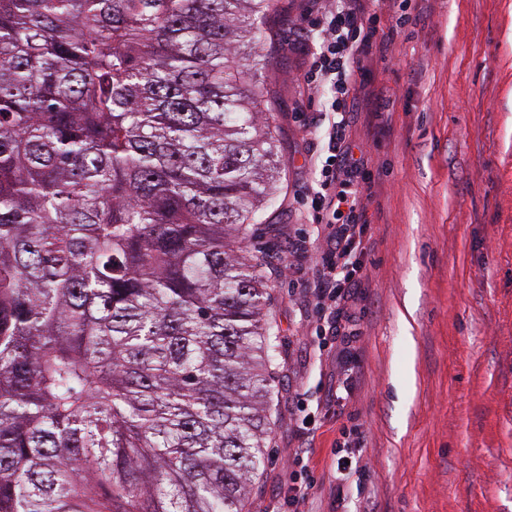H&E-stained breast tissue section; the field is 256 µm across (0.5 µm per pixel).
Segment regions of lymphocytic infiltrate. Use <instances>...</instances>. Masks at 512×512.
Segmentation results:
<instances>
[{"label": "lymphocytic infiltrate", "instance_id": "f902f5d3", "mask_svg": "<svg viewBox=\"0 0 512 512\" xmlns=\"http://www.w3.org/2000/svg\"><path fill=\"white\" fill-rule=\"evenodd\" d=\"M321 13L322 49L310 64L307 84L316 93H326L324 118L328 125L323 137L327 142L325 160L310 157L319 166L321 180L311 206L325 212L335 229L326 238V250L313 272L318 305L328 312L327 323L336 326L351 296L337 278L338 269L351 264L363 253L357 221L372 196V178L355 180L364 168L365 158L355 156L347 141L348 99L364 70L369 50L376 41L380 0H324Z\"/></svg>", "mask_w": 512, "mask_h": 512}]
</instances>
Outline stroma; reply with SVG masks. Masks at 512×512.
Wrapping results in <instances>:
<instances>
[{
    "label": "stroma",
    "instance_id": "obj_1",
    "mask_svg": "<svg viewBox=\"0 0 512 512\" xmlns=\"http://www.w3.org/2000/svg\"><path fill=\"white\" fill-rule=\"evenodd\" d=\"M313 4L280 0L262 46L284 173L272 222L250 225L245 244L272 272L280 347L247 508L286 512L289 469L311 485L305 512H512V0H421L401 28L380 10L381 45L350 96L352 140L379 186L347 363L316 333L307 276L319 254Z\"/></svg>",
    "mask_w": 512,
    "mask_h": 512
}]
</instances>
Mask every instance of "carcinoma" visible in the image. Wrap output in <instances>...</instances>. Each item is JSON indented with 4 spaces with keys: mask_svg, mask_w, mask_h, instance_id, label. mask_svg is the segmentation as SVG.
Segmentation results:
<instances>
[{
    "mask_svg": "<svg viewBox=\"0 0 512 512\" xmlns=\"http://www.w3.org/2000/svg\"><path fill=\"white\" fill-rule=\"evenodd\" d=\"M273 0H0V512H246L271 431Z\"/></svg>",
    "mask_w": 512,
    "mask_h": 512,
    "instance_id": "carcinoma-1",
    "label": "carcinoma"
}]
</instances>
